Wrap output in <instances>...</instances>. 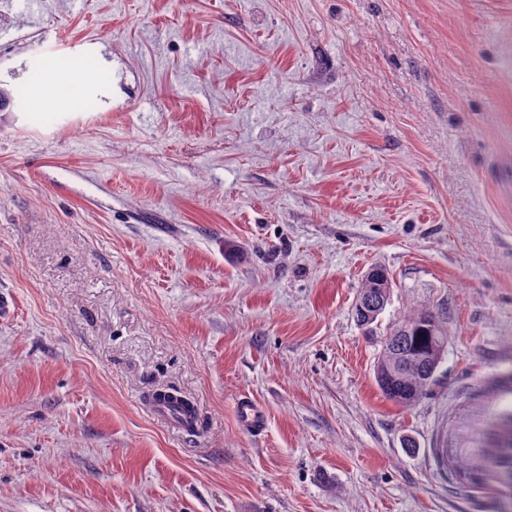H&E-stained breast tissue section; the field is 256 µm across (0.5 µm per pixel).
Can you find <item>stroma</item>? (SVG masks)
<instances>
[{"mask_svg":"<svg viewBox=\"0 0 512 512\" xmlns=\"http://www.w3.org/2000/svg\"><path fill=\"white\" fill-rule=\"evenodd\" d=\"M86 47L94 108L18 97ZM511 372L512 0H0V512H512L434 453ZM359 298L364 302L369 301L374 307L373 309H369L363 303L364 312L358 302V307L363 311L362 312L357 308V304H355L357 321L362 325L370 326L376 322L390 298V283L384 271L373 269L365 276L359 288L358 299ZM447 353L448 329L440 314L413 312L385 337L375 369L376 383L386 398L410 408L427 395ZM150 409L158 418L170 421L184 431L190 432L196 427L193 413L181 404L166 397L153 400L150 404ZM236 411L241 425L247 430L257 431L264 423L263 411L251 401L240 400Z\"/></svg>","mask_w":512,"mask_h":512,"instance_id":"1","label":"stroma"}]
</instances>
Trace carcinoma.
I'll return each mask as SVG.
<instances>
[{
  "label": "carcinoma",
  "mask_w": 512,
  "mask_h": 512,
  "mask_svg": "<svg viewBox=\"0 0 512 512\" xmlns=\"http://www.w3.org/2000/svg\"><path fill=\"white\" fill-rule=\"evenodd\" d=\"M358 298L373 308L355 309L365 326L376 322L390 298L380 269L362 280ZM448 353V329L439 313L418 311L400 320L385 337L375 369L382 394L405 408L423 399ZM457 484L498 496H512V376L481 384L448 418L435 449Z\"/></svg>",
  "instance_id": "cac0c4a2"
}]
</instances>
